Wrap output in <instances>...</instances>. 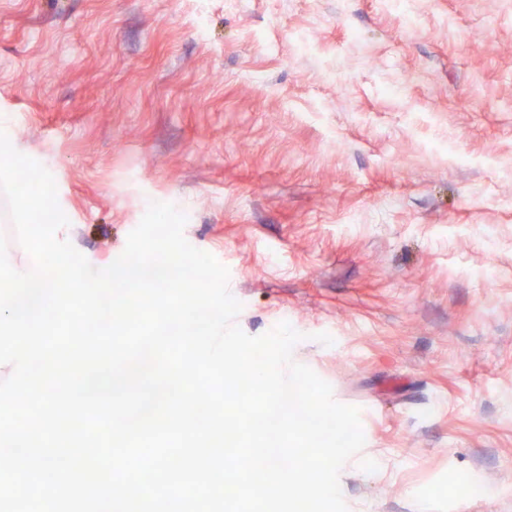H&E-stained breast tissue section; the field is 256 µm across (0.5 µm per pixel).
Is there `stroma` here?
<instances>
[{
    "instance_id": "1",
    "label": "stroma",
    "mask_w": 512,
    "mask_h": 512,
    "mask_svg": "<svg viewBox=\"0 0 512 512\" xmlns=\"http://www.w3.org/2000/svg\"><path fill=\"white\" fill-rule=\"evenodd\" d=\"M414 7L0 0V119L94 268L168 202L244 332L301 333L378 464L342 468L348 512H512V10Z\"/></svg>"
}]
</instances>
